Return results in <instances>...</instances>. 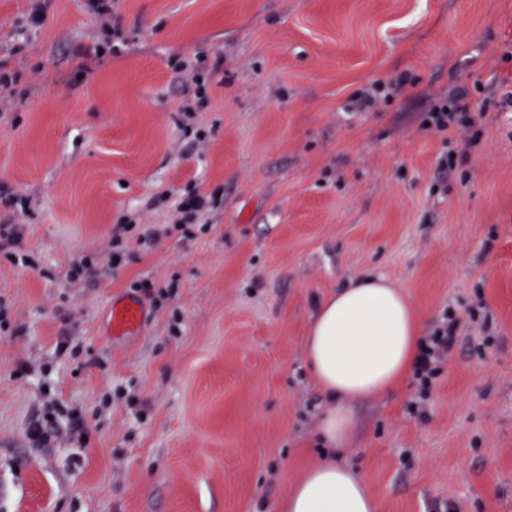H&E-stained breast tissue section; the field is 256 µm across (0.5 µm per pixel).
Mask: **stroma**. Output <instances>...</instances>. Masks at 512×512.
Returning <instances> with one entry per match:
<instances>
[{
	"instance_id": "1",
	"label": "stroma",
	"mask_w": 512,
	"mask_h": 512,
	"mask_svg": "<svg viewBox=\"0 0 512 512\" xmlns=\"http://www.w3.org/2000/svg\"><path fill=\"white\" fill-rule=\"evenodd\" d=\"M44 23L30 29L34 4ZM94 55L86 0H0V190L28 201L24 267L0 252V512H277L307 468L360 473L379 512H512V0H116ZM201 71L205 98L185 73ZM404 92L357 102L375 83ZM456 99L473 135L426 129ZM191 105L192 114L181 111ZM462 166L440 168L449 151ZM218 199L176 229L188 192ZM154 229L70 282L112 227ZM369 273L455 343L354 401L347 447L304 344L322 300ZM175 284L112 338L133 282ZM77 356L59 351L61 340ZM86 443L28 440L34 409ZM458 321L451 312L445 315L443 323L429 336L417 360V375L423 379L434 376L456 339Z\"/></svg>"
}]
</instances>
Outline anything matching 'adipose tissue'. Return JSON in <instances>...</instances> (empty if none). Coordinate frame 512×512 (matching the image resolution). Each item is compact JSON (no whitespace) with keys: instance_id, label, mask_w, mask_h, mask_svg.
<instances>
[{"instance_id":"obj_1","label":"adipose tissue","mask_w":512,"mask_h":512,"mask_svg":"<svg viewBox=\"0 0 512 512\" xmlns=\"http://www.w3.org/2000/svg\"><path fill=\"white\" fill-rule=\"evenodd\" d=\"M421 319L385 278L359 276L319 305L305 342L308 369L333 400L321 426L323 443L350 440L349 402L394 388L419 351ZM282 512H378L376 498L349 466L333 461L310 466L288 490Z\"/></svg>"}]
</instances>
